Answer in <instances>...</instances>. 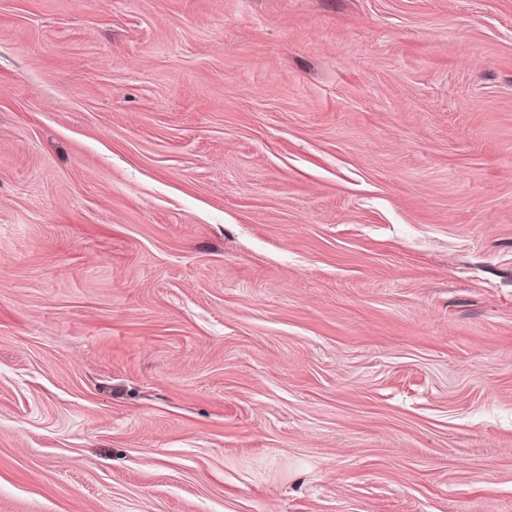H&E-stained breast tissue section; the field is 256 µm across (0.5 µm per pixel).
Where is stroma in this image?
<instances>
[{
    "label": "stroma",
    "mask_w": 512,
    "mask_h": 512,
    "mask_svg": "<svg viewBox=\"0 0 512 512\" xmlns=\"http://www.w3.org/2000/svg\"><path fill=\"white\" fill-rule=\"evenodd\" d=\"M0 512H512V0H0Z\"/></svg>",
    "instance_id": "35a3bbf8"
}]
</instances>
